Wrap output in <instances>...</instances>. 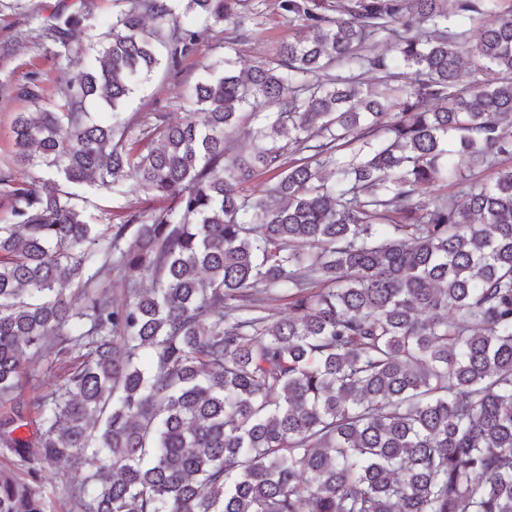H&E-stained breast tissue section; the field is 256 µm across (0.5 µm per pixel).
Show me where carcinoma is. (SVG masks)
I'll use <instances>...</instances> for the list:
<instances>
[{
	"instance_id": "cac0c4a2",
	"label": "carcinoma",
	"mask_w": 512,
	"mask_h": 512,
	"mask_svg": "<svg viewBox=\"0 0 512 512\" xmlns=\"http://www.w3.org/2000/svg\"><path fill=\"white\" fill-rule=\"evenodd\" d=\"M183 2L224 24V70L184 121L149 114L155 146L118 108L155 45L195 55L177 0H115L96 46L89 15L38 17L91 60L13 122L17 161L61 184L0 175V455L26 474L0 466V512H49L60 461L68 512H512V0H279L304 36L246 71L247 0ZM128 180L169 205L92 224L68 191ZM37 361L63 375L29 398ZM47 480V493L51 497L56 507H51L52 512H63L58 508L57 497H60L67 481L73 476L72 467L64 464L47 470L45 473Z\"/></svg>"
}]
</instances>
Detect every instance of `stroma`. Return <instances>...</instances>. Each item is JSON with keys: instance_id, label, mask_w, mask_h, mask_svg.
Returning <instances> with one entry per match:
<instances>
[{"instance_id": "obj_1", "label": "stroma", "mask_w": 512, "mask_h": 512, "mask_svg": "<svg viewBox=\"0 0 512 512\" xmlns=\"http://www.w3.org/2000/svg\"><path fill=\"white\" fill-rule=\"evenodd\" d=\"M86 4L92 13L93 34L105 32L115 10L113 0H0V174L9 172L20 181H51L50 173L21 167L15 157L12 126L17 113L32 111V104L18 94L20 85L31 73H38L43 88L42 104L51 106L60 99L62 72L78 71L89 63L88 54L58 58L53 50L34 49V14L46 15L55 10H73ZM257 13L252 36L240 43L235 56L237 68H250L272 60L275 47L298 38L301 29L279 7V0H249ZM186 24L197 30L198 50L178 69L160 68L149 80L139 83L122 108V116L132 132H139L143 116L149 112L165 113L168 122L184 120L191 108V88L205 67L224 62V27L193 16ZM79 199L92 223L120 224L134 212L153 213L162 209L163 201L143 193L105 190L96 186L76 185Z\"/></svg>"}]
</instances>
